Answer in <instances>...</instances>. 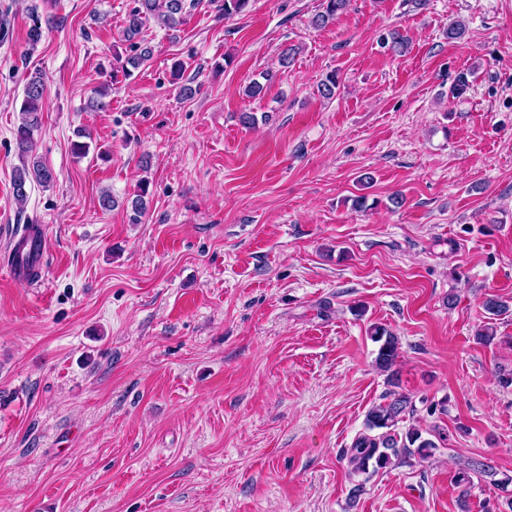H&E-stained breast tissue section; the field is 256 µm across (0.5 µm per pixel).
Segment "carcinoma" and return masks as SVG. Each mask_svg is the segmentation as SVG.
Wrapping results in <instances>:
<instances>
[{"label":"carcinoma","instance_id":"carcinoma-1","mask_svg":"<svg viewBox=\"0 0 512 512\" xmlns=\"http://www.w3.org/2000/svg\"><path fill=\"white\" fill-rule=\"evenodd\" d=\"M350 0H323V11L315 16L313 23L323 26L335 19L337 13L347 9ZM201 0H132L124 28L125 41L129 42V54L125 58L123 73L131 76V70L143 66L151 57L152 49L134 41L136 35L151 18L174 29L183 24L190 12L199 6ZM25 97L21 106V118L14 129V139L21 157H29L35 147L34 135L41 128V103L45 93L44 81L40 73L26 78ZM55 180L51 170L36 160L17 168L13 177V193L17 200L27 198V185L36 182L48 186ZM148 191L141 188L138 194L129 200L133 212V221H138L147 210ZM371 341L378 344L375 357L377 368L389 373L394 380L396 365L400 355L399 340L386 326L374 324L369 329ZM413 411L411 398L395 390L389 391L385 401L376 404L368 411L365 419V432L358 435L347 452L348 464L356 472L386 469L400 464H409L411 460H425L434 454L438 444L430 438V433L410 427L399 431V423L405 414ZM506 488L512 484V476L497 478V471L487 463L469 462L454 475V484L461 487L460 501L463 512H468L467 497L475 482Z\"/></svg>","mask_w":512,"mask_h":512}]
</instances>
